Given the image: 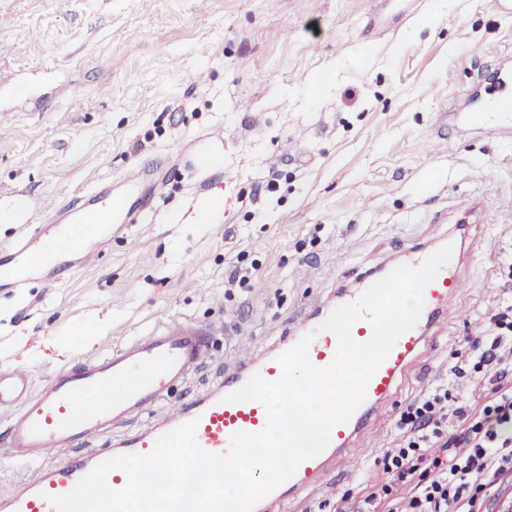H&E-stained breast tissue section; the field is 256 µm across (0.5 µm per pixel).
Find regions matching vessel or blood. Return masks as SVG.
Masks as SVG:
<instances>
[{"label":"vessel or blood","instance_id":"vessel-or-blood-1","mask_svg":"<svg viewBox=\"0 0 512 512\" xmlns=\"http://www.w3.org/2000/svg\"><path fill=\"white\" fill-rule=\"evenodd\" d=\"M468 124L488 133L512 136V111L473 112ZM161 179L160 167L133 169L124 176L123 192L108 188L86 195L66 208L68 223L40 228L5 247L0 259V283L24 287L31 275H55L65 267L66 256L79 253L76 245L57 246L59 237L81 234L83 240H108L143 219L144 210L132 209L130 199L142 183ZM463 286L455 262H448L426 286L424 307L414 328L403 334L371 378L364 403L349 422L331 432L329 446L317 457L303 461L292 478L267 496L285 501L323 478L330 461L346 453L393 396L405 371L417 360L430 334L445 319L452 299ZM329 305L315 307L300 327L280 340L273 354L245 359L201 395L188 399L141 426L137 420L165 399L174 384L184 382L207 359L209 328L193 320H168L145 335L85 361L78 369L59 371L39 392L31 395L27 376L0 367V409L13 413L0 431V453L23 464L37 465L36 475L6 494L0 493V512H56L54 496L73 489L97 464L123 453L145 454L161 434L188 421H196V441L210 453L226 452L232 434L255 433L267 423L264 407L257 402L231 404L225 395L240 388L252 374L278 380L277 354L313 334L311 363L327 367L333 360L337 338L322 330L330 316ZM65 451L58 463H44L49 450Z\"/></svg>","mask_w":512,"mask_h":512}]
</instances>
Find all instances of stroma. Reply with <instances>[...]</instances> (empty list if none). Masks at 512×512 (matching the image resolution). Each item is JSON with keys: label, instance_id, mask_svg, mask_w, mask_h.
Wrapping results in <instances>:
<instances>
[{"label": "stroma", "instance_id": "obj_1", "mask_svg": "<svg viewBox=\"0 0 512 512\" xmlns=\"http://www.w3.org/2000/svg\"><path fill=\"white\" fill-rule=\"evenodd\" d=\"M0 0V205L66 204L134 167L162 162L149 218L95 247L69 278L0 288V365L22 362L32 392L60 370L176 317L213 326L206 367L153 410L201 394L234 368L237 342L269 353L298 317L335 300L341 273L392 262L473 224L457 256L467 283L356 438L335 484L268 512H339L384 483L407 405L440 383L481 397L489 366L448 381L453 354L512 297V139L466 129L473 94L504 95L512 15L455 0ZM327 74L331 85L316 87ZM223 132L222 141L211 138ZM222 159L200 169L202 154ZM276 187L260 192L270 173ZM224 196L208 230L174 223ZM256 287L228 283L233 268ZM111 315L91 349L49 339Z\"/></svg>", "mask_w": 512, "mask_h": 512}]
</instances>
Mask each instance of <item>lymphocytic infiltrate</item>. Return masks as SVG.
Returning a JSON list of instances; mask_svg holds the SVG:
<instances>
[{
  "label": "lymphocytic infiltrate",
  "instance_id": "obj_1",
  "mask_svg": "<svg viewBox=\"0 0 512 512\" xmlns=\"http://www.w3.org/2000/svg\"><path fill=\"white\" fill-rule=\"evenodd\" d=\"M473 357L493 370L484 403L450 407L441 384L411 404L399 422V447L382 459L387 482L373 485L355 512H379L396 482L410 491L393 512H476L475 493L488 472L512 474V303L489 317L467 353L457 354L450 375L465 377Z\"/></svg>",
  "mask_w": 512,
  "mask_h": 512
}]
</instances>
